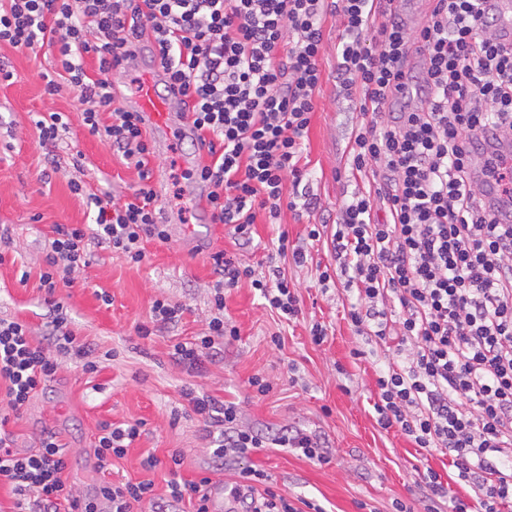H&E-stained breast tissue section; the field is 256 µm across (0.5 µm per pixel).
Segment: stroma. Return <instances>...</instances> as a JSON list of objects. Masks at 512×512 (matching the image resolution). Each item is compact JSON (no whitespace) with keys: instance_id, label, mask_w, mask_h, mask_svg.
I'll return each mask as SVG.
<instances>
[{"instance_id":"stroma-1","label":"stroma","mask_w":512,"mask_h":512,"mask_svg":"<svg viewBox=\"0 0 512 512\" xmlns=\"http://www.w3.org/2000/svg\"><path fill=\"white\" fill-rule=\"evenodd\" d=\"M338 34L335 15H325L323 80L305 141L310 184L321 198V210L285 209L275 220L259 212L252 246L237 250L232 227L210 225L194 202L191 173L206 160V153L194 151L177 132L157 133L151 163L156 191L163 199H182L181 206L164 212L167 241L146 242V258L139 264L107 246L89 245L88 265L75 272L70 286L51 295L41 288L39 274L53 226L89 221L86 201L71 192L70 181L124 198L137 172L82 126L72 88L45 94L39 74L53 65L56 48L33 57L0 46V59L14 73L11 81H0V225L10 229L8 240H0V318L20 319L38 330L59 302L77 336L112 354L91 375L63 365L45 390L10 418L6 429L20 453L36 448L44 431L56 433L68 453L65 476L80 494L93 493L97 484L94 448L101 426L140 420V437L114 462V480L149 479L155 494L165 495L170 455L177 451L183 479L211 478L214 512L232 507L224 490L235 476L216 468L206 425L180 396L188 384L237 402L242 425L256 431L273 434L287 425L319 437L329 449V463L317 465L280 448L257 449L248 462L265 470L279 493L316 501L325 512H360L362 502L370 512H393L391 503L397 498L422 512L419 472L431 468L448 476L446 458L416 447L398 429L385 431L377 425L376 380L392 353L374 337L356 335L350 327L346 315L354 294L320 285V270L333 263L330 245L320 241L309 247L301 266L276 255L280 232L306 244L308 225L335 220L340 207L363 186L343 153L361 116L353 103L336 96ZM48 111L71 119L68 138L52 152L41 145L34 125L38 115ZM187 225L199 231L198 240L183 238ZM220 251L238 254L242 263L259 272L271 264L282 267L300 295L302 313L296 321H286L264 306L249 282H240L224 301V314L237 326L239 338L225 344L223 356L190 373L172 362L171 338L190 339L205 332L215 281L211 257ZM158 299L184 305L183 320L176 332L140 339L135 328L149 321ZM316 322L328 328L326 341L319 345L310 336ZM275 335L280 344L272 343ZM292 365L297 368L293 374L288 371ZM256 375L271 382L267 395H257L250 387ZM150 455L159 461L156 468L143 465Z\"/></svg>"}]
</instances>
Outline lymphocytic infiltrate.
I'll list each match as a JSON object with an SVG mask.
<instances>
[{
    "label": "lymphocytic infiltrate",
    "instance_id": "obj_1",
    "mask_svg": "<svg viewBox=\"0 0 512 512\" xmlns=\"http://www.w3.org/2000/svg\"><path fill=\"white\" fill-rule=\"evenodd\" d=\"M422 22L409 26L401 0H0V44L35 52L57 48L55 75L77 91L81 123L137 171L125 201L85 193L95 227L58 224L40 284H71L87 264L89 241L108 244L141 263L148 240L166 241L162 208L151 186V143L138 113L116 107L112 73L141 44L162 67L165 92L193 126V145L210 160L195 176L208 183L216 224L249 242L259 211L320 206L299 189L305 138L322 82V19L339 23L336 90L363 117L348 138L347 162L370 177L332 226L335 271L356 292L348 322L357 334L390 346L397 358L376 380L374 404L382 429L399 428L417 447L448 459L458 481L475 493L476 512L512 505V48L497 40V19L479 0H429ZM93 70H86L85 57ZM297 191L285 197L286 184ZM213 316L206 334L172 346L171 359L196 369L221 354L239 331L224 319L227 290L242 280L281 317L297 318L299 296L282 269L257 275L237 256L214 254ZM396 300L397 318L384 304ZM92 343L68 326L55 304L40 333L0 319V485L16 497L14 512H211L209 478L184 480L171 454L165 499L154 483L112 481V463L141 434V422L103 425L94 450L99 480L93 495L67 484L65 448L44 432L21 454L4 426L20 415L61 368L60 357L93 373ZM182 396L208 428L212 455L235 467L230 496L242 512H323L302 509L247 465L250 451L273 444L311 463L329 456L320 440L287 428L265 437L240 425L235 402L187 386Z\"/></svg>",
    "mask_w": 512,
    "mask_h": 512
}]
</instances>
